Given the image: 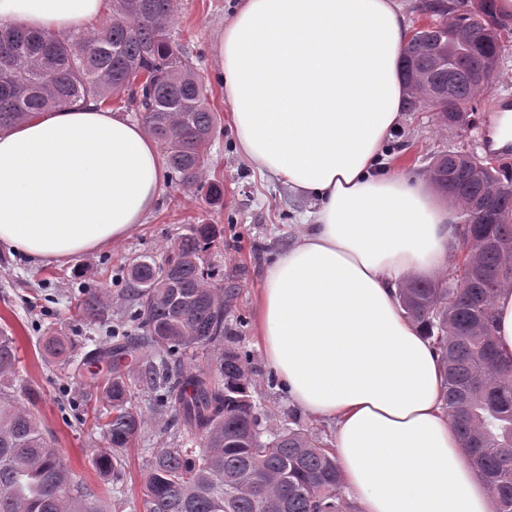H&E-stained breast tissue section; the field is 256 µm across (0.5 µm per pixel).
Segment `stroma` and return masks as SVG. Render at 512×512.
Here are the masks:
<instances>
[{
    "label": "stroma",
    "instance_id": "35a3bbf8",
    "mask_svg": "<svg viewBox=\"0 0 512 512\" xmlns=\"http://www.w3.org/2000/svg\"><path fill=\"white\" fill-rule=\"evenodd\" d=\"M240 0H179L173 37L185 45L195 70L204 79L209 106L217 129L208 145L209 179L222 183L220 198L180 186L165 176L163 192L154 209L126 238L74 256L66 262H34L0 245V327L17 339L16 373L34 389L44 427L77 478L97 493L104 505L113 498L125 500L124 512H143L146 463L154 448L168 442L162 427L148 430L126 451L125 475L121 481L100 476L91 465L92 456L107 446L94 429L93 410L103 408L100 388L87 373L60 380L53 364L44 360L47 336L67 337L75 360L84 363L99 351L104 338L118 328L136 334L130 320L127 267L134 258L147 255L163 262L169 248L195 225H211L213 243L200 263L216 276L236 282L240 294L226 322L232 328V343L251 354L250 370L258 384L252 392L255 403L267 411L274 426L297 418L319 434L326 447H333V422L299 410L282 387L268 388L262 379L270 374L254 328V302L266 266L287 252L304 229L306 213L314 211L313 200L295 196L287 185L260 173L238 152L237 138L224 107V89L216 76L214 43ZM503 50L491 89L475 103L476 119L466 131L436 123L432 112H405L396 136L388 138L380 157V171L397 167L405 174L426 171L432 157L448 149L482 153L484 128L502 96H512V33L503 32ZM106 289L112 314L105 322L86 320L76 304L92 288Z\"/></svg>",
    "mask_w": 512,
    "mask_h": 512
}]
</instances>
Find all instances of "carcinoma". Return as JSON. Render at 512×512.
Masks as SVG:
<instances>
[{
	"instance_id": "obj_1",
	"label": "carcinoma",
	"mask_w": 512,
	"mask_h": 512,
	"mask_svg": "<svg viewBox=\"0 0 512 512\" xmlns=\"http://www.w3.org/2000/svg\"><path fill=\"white\" fill-rule=\"evenodd\" d=\"M460 0H421L419 11L442 18L415 31L403 50L402 78L409 108L422 105L441 125L470 123L475 96L492 88L499 66L501 26L495 0L479 12ZM177 0H112V14L86 32L63 35L0 27V129L37 112L79 101L110 104L113 96L139 113L166 153L179 183L217 196L206 180V151L216 132L207 88L184 48L171 36ZM437 191L459 209L456 235L466 250L449 274L412 280L399 292L443 368V403L470 463L488 486L494 512H512V364L497 358L494 299L512 287V165L489 170L481 157L442 151L429 165ZM487 202L492 220L475 227L474 205ZM212 230L201 224L175 243L163 265L145 256L130 263L136 317L146 343L121 339L92 359L88 375L106 386L110 404L94 413L109 445L92 457L103 475L121 480L123 454L148 423L127 405L130 376L173 414L180 429L148 464L144 512H352L343 496L335 452L313 433L263 427L251 399L250 353L227 347L212 364L170 361L224 340L226 315L240 288L214 282L199 265ZM83 316L109 317L106 292L83 294ZM63 375L71 344L50 336L45 345ZM15 340L0 331V512H108L41 427L36 393L18 383ZM22 392L26 402L16 398Z\"/></svg>"
}]
</instances>
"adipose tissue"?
<instances>
[{
    "instance_id": "ef3b65f1",
    "label": "adipose tissue",
    "mask_w": 512,
    "mask_h": 512,
    "mask_svg": "<svg viewBox=\"0 0 512 512\" xmlns=\"http://www.w3.org/2000/svg\"><path fill=\"white\" fill-rule=\"evenodd\" d=\"M109 0H0V24L71 31ZM408 23L397 0H241L215 44L241 157L320 201L267 267L255 328L301 410L336 425L361 512H493L442 407V366L397 292L448 264L459 212L427 176L373 168L402 116ZM164 161L137 123L95 104L0 132V244L66 260L128 236Z\"/></svg>"
}]
</instances>
